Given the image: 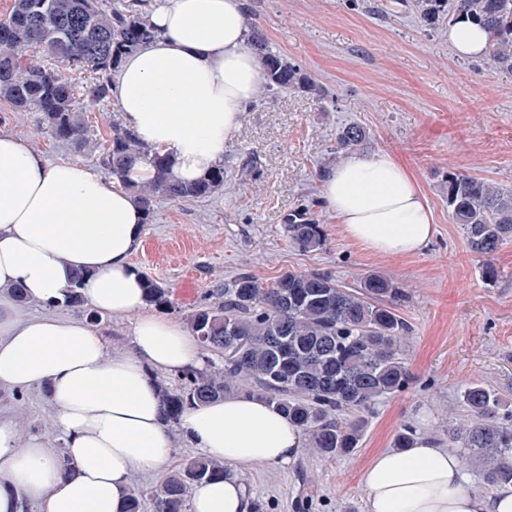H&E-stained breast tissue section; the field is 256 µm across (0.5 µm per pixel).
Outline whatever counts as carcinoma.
<instances>
[{"instance_id":"1","label":"carcinoma","mask_w":512,"mask_h":512,"mask_svg":"<svg viewBox=\"0 0 512 512\" xmlns=\"http://www.w3.org/2000/svg\"><path fill=\"white\" fill-rule=\"evenodd\" d=\"M409 7L429 31L462 14L479 21L488 30L491 66L512 76V0H410ZM147 9V0H131L123 10L106 9L101 0H13L7 17L0 19V123L10 112L32 111L56 139L79 151L97 148L75 108L76 87L55 68L30 62L25 50L42 47L52 58L90 73L87 92L102 101L109 97L112 76L124 59L154 38ZM248 43L260 57L268 96H328L303 67L270 51L254 22ZM368 138L364 127L345 124L336 133L337 149L356 151ZM137 157L154 168L148 183L126 180V168ZM98 161L138 200L147 224L158 196L190 202L224 188V165L194 182H180L173 178L170 158L124 126L112 129ZM448 214L484 261L485 278L496 279L491 257L512 241V188L450 174ZM285 223L301 250L313 252L324 245L319 219L310 208H295ZM81 278L79 274L72 281L64 306L85 311L77 290ZM145 282L147 304L174 308L163 283L148 276ZM406 298L397 283L378 274L362 277L355 287L342 286L324 272L288 271L270 285L252 274L237 276L212 289L208 302L187 315L204 352L219 354L224 366L175 375L178 388H162L167 421L177 422L191 406L244 392L275 404L301 428L313 453L327 458L352 454L364 436L366 414L410 384L401 350L410 327L399 313ZM462 402L470 419L448 425V447L461 449L464 461L481 471L486 485H512V424L497 419L499 397L475 382L463 391ZM224 472L222 462L203 456L187 459L151 491L155 512H187L189 485Z\"/></svg>"}]
</instances>
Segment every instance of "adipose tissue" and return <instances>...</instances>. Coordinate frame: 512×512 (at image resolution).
<instances>
[{"label":"adipose tissue","mask_w":512,"mask_h":512,"mask_svg":"<svg viewBox=\"0 0 512 512\" xmlns=\"http://www.w3.org/2000/svg\"><path fill=\"white\" fill-rule=\"evenodd\" d=\"M245 13L246 0H152L156 36L119 70L112 96L126 127L171 155L177 180L223 162L257 97L263 69ZM448 46L457 58L483 59L486 33L459 18ZM320 202L347 237L376 253L416 255L433 234L416 180L385 151L351 153L328 168ZM143 233L128 190L0 132V388L46 386L62 441L56 449L35 438L20 451L14 427L0 421V512H21L27 500L40 512H127L132 474L162 469L172 455L158 377L201 366L203 348L182 324L147 309L130 261ZM78 270L89 307L135 315L129 352L109 354L99 331L56 314ZM15 287L50 314H28ZM178 426L227 467L222 479L196 485L189 512H253L244 474L291 465L304 447L303 432L275 405L246 394L186 409ZM363 483L366 512H512V486L474 493L460 457L426 438L378 452Z\"/></svg>","instance_id":"1"}]
</instances>
